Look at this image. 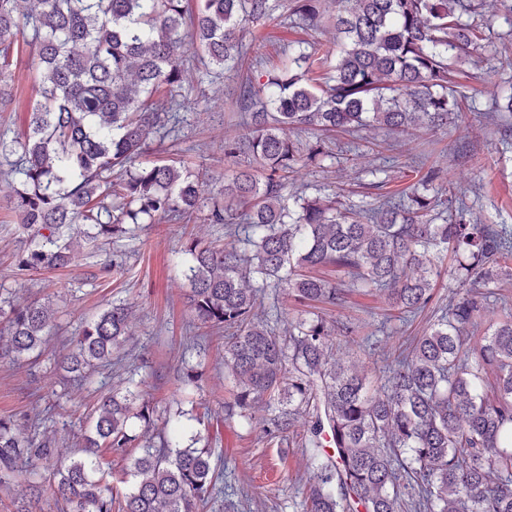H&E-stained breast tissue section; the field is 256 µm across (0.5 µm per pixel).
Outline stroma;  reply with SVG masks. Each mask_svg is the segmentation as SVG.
I'll return each instance as SVG.
<instances>
[{"label": "stroma", "instance_id": "obj_1", "mask_svg": "<svg viewBox=\"0 0 512 512\" xmlns=\"http://www.w3.org/2000/svg\"><path fill=\"white\" fill-rule=\"evenodd\" d=\"M289 0H276L280 23L263 28V42L249 54L253 77L286 64L284 44L303 40L313 47L333 45L330 23L321 29L285 22ZM484 39L467 70V102L455 121L424 129L414 135L375 130L360 138L336 132L326 139L330 157L321 164L299 171L295 186L304 196L337 195L343 206H370L378 197L372 189V168L392 158L394 165L386 189L399 193L417 180L420 165L440 170V187L452 189L465 201L469 218L476 224H512V113L501 121L487 120L497 100L512 92V23L502 7L484 6L476 18ZM29 49H20L4 67L14 101L0 112V132L8 136L24 133L30 120L34 93ZM238 72L228 71L222 82L212 84L201 72L185 82L186 106L181 122L166 136L154 137L151 156L181 162L190 167L206 165L200 179L204 194L224 183L228 166L219 150L225 134L241 132L236 112ZM18 178L0 173V305L39 300L54 310L56 324L36 352L15 362L0 360V417L13 418L21 431H28L36 415L49 416L46 434L63 454H70L92 424L90 413L101 397L138 384L142 396L153 407L151 427L136 422V434L157 435L165 422L181 418L189 432L199 434L210 448L217 469L232 467L240 486L248 493L238 512H296L307 494L308 472L304 440L306 430L295 426L286 434L269 436L266 429L277 413L276 406L255 412L254 420L226 414L232 400V384L224 378L223 333L206 327L194 317L189 284L181 263V251L189 236L202 242H223L224 227L210 224L198 213L194 226L159 221L143 224L119 238L84 243L76 263L58 270L21 276L16 260L29 240L20 227V217L11 203ZM120 261L123 274H108L104 264ZM452 295L447 277H439L434 298L421 314L409 321L390 320L383 299L357 292L343 306L294 301L284 290L268 289L264 312L269 322L287 327L305 310L327 322L348 320L359 335H376V346L333 341L331 354L378 376L384 357H396L422 336ZM122 301L132 308L131 335L120 366L92 372L85 381L68 373L61 360L81 325ZM389 320L388 334H376L382 320ZM193 369L197 386L184 388L180 376ZM41 486L40 498H31L30 479ZM31 512H58L54 478L44 461L34 458L8 483H0V512H14L19 504Z\"/></svg>", "mask_w": 512, "mask_h": 512}]
</instances>
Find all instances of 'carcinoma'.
I'll return each instance as SVG.
<instances>
[{
    "label": "carcinoma",
    "instance_id": "cac0c4a2",
    "mask_svg": "<svg viewBox=\"0 0 512 512\" xmlns=\"http://www.w3.org/2000/svg\"><path fill=\"white\" fill-rule=\"evenodd\" d=\"M273 0H0V59L31 34L36 99L24 138L0 134V154L20 152L13 208L32 247L20 271L68 267L79 254L64 238L70 224L85 239L116 237L159 218L186 224L207 208L224 246L186 245L194 316L224 330V376L243 414L276 400L271 436L305 419L310 453L306 512H512V312L474 335L494 288L512 278V225L471 224L466 205L434 192L439 171L379 205L340 208L304 197L290 175L329 156L325 141L303 145L296 130L323 133L381 128L410 133L448 123L465 95L479 46L463 16L475 0H290L291 15L316 28L329 18L336 53L288 45L286 68L246 78L239 108L249 132L224 138L236 163L220 195L204 201L199 176L185 166L146 160L150 135L178 121L188 58L211 82L247 55L244 28L273 19ZM448 287L459 292L407 356L385 365L369 393L365 373L331 357L330 338L357 342L356 326L299 317L279 335L259 316L269 288L301 303L342 305L350 292L383 293L406 320L433 300L448 253ZM129 307L114 302L84 323L65 364L82 374L112 364L130 336ZM50 307L10 306L0 359L40 348L53 327ZM154 408L138 391L101 399L92 430L54 472L59 512H199L229 498L211 453L184 443L182 428L158 434L132 459L129 488L112 492L99 449L131 452L130 421L151 424ZM19 433L0 417V483L28 460L56 464L55 442ZM335 436L332 453L324 433Z\"/></svg>",
    "mask_w": 512,
    "mask_h": 512
}]
</instances>
